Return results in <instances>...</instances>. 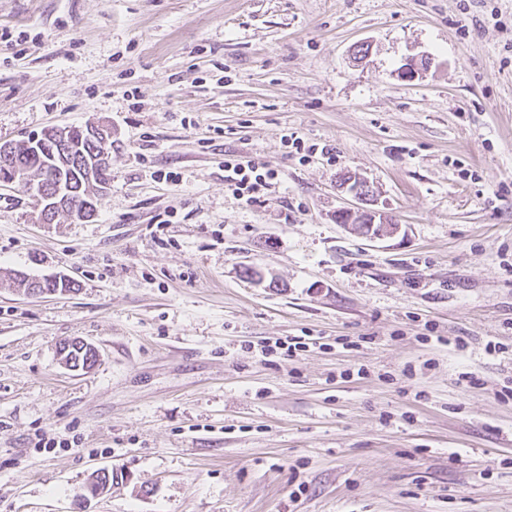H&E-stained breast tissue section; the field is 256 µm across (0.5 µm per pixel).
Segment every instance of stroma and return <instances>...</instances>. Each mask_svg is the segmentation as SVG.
<instances>
[{
    "label": "stroma",
    "instance_id": "1",
    "mask_svg": "<svg viewBox=\"0 0 512 512\" xmlns=\"http://www.w3.org/2000/svg\"><path fill=\"white\" fill-rule=\"evenodd\" d=\"M88 123L92 220L0 188V512H512V0H0V141ZM344 175L397 234L337 224ZM276 177L277 172L272 168L259 167L251 161L245 164L239 159L224 158V187L245 199L246 203L259 202Z\"/></svg>",
    "mask_w": 512,
    "mask_h": 512
}]
</instances>
